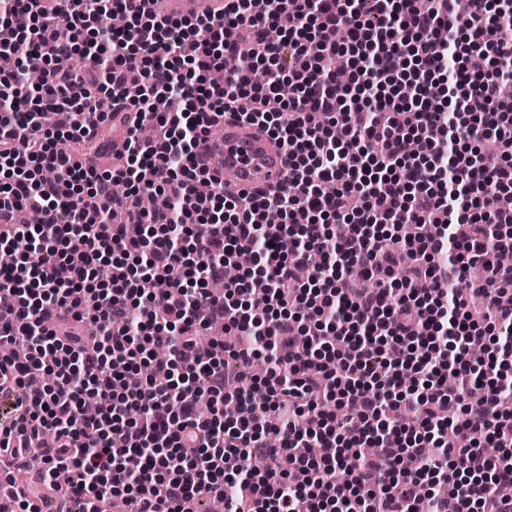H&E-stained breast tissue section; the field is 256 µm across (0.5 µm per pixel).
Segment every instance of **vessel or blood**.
Instances as JSON below:
<instances>
[{"label": "vessel or blood", "instance_id": "1", "mask_svg": "<svg viewBox=\"0 0 512 512\" xmlns=\"http://www.w3.org/2000/svg\"><path fill=\"white\" fill-rule=\"evenodd\" d=\"M148 7L172 18L218 17L224 0H149ZM201 159L225 187L247 193L277 186L288 168L285 155L262 129L240 122H225L223 134L208 139Z\"/></svg>", "mask_w": 512, "mask_h": 512}]
</instances>
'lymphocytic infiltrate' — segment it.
<instances>
[{
    "mask_svg": "<svg viewBox=\"0 0 512 512\" xmlns=\"http://www.w3.org/2000/svg\"><path fill=\"white\" fill-rule=\"evenodd\" d=\"M144 2L76 0L62 28L56 0H0V250L26 247L0 269V464L28 449L60 512H512V208L494 202L512 194V9ZM118 111L135 118L101 170L84 129ZM222 117L283 150L275 189L242 200L200 165ZM146 193L169 206L143 211ZM378 267L392 280L362 288ZM90 393L108 398L93 416ZM161 1L162 8L157 7ZM225 0H152L146 8L172 18L218 17L224 14Z\"/></svg>",
    "mask_w": 512,
    "mask_h": 512,
    "instance_id": "lymphocytic-infiltrate-1",
    "label": "lymphocytic infiltrate"
}]
</instances>
